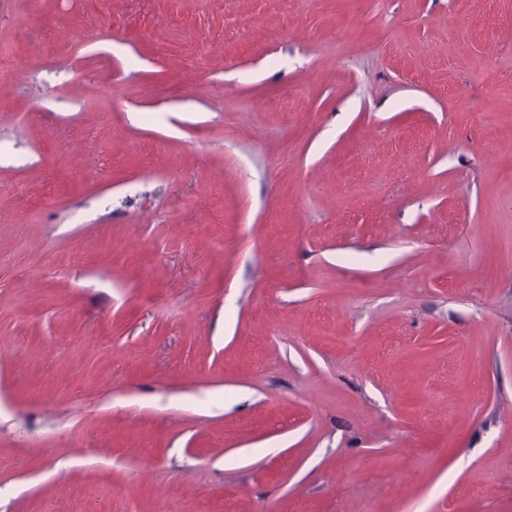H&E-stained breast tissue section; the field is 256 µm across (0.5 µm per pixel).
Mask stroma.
<instances>
[{"mask_svg": "<svg viewBox=\"0 0 512 512\" xmlns=\"http://www.w3.org/2000/svg\"><path fill=\"white\" fill-rule=\"evenodd\" d=\"M0 512H512V0H0Z\"/></svg>", "mask_w": 512, "mask_h": 512, "instance_id": "obj_1", "label": "stroma"}]
</instances>
